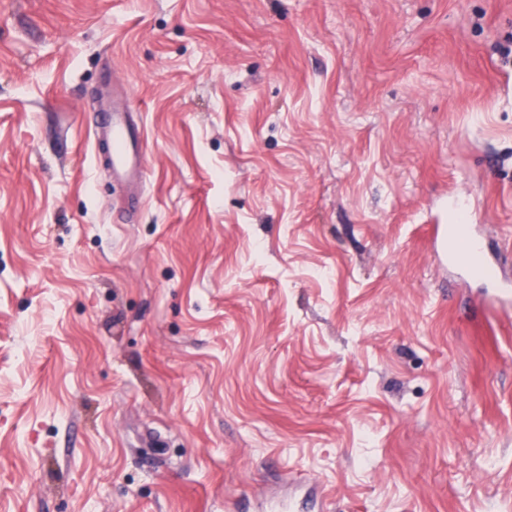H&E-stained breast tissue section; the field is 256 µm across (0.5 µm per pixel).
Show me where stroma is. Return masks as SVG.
Instances as JSON below:
<instances>
[{
	"label": "stroma",
	"instance_id": "35a3bbf8",
	"mask_svg": "<svg viewBox=\"0 0 512 512\" xmlns=\"http://www.w3.org/2000/svg\"><path fill=\"white\" fill-rule=\"evenodd\" d=\"M511 35L512 0H0V512H512V310L433 240L512 279ZM94 138L98 153L107 152L115 179L142 182L145 174L142 129L131 122L123 98L113 95L112 107L97 117ZM468 224H443L442 250L452 261L461 267L478 269L480 256L484 253V246L475 237L460 238L457 234L464 230Z\"/></svg>",
	"mask_w": 512,
	"mask_h": 512
}]
</instances>
